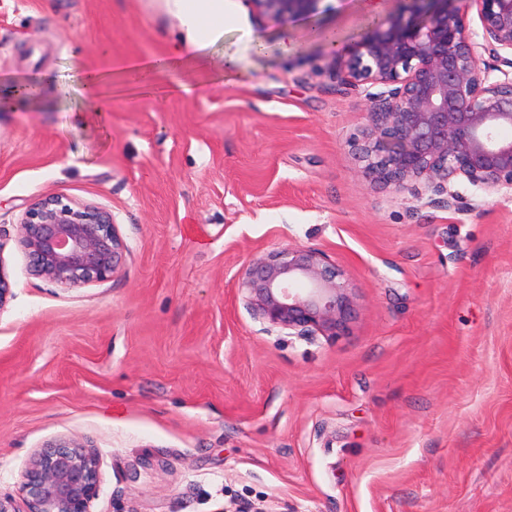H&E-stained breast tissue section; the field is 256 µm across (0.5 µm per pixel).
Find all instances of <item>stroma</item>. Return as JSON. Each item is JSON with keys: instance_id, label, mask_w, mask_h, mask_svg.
<instances>
[{"instance_id": "stroma-1", "label": "stroma", "mask_w": 512, "mask_h": 512, "mask_svg": "<svg viewBox=\"0 0 512 512\" xmlns=\"http://www.w3.org/2000/svg\"><path fill=\"white\" fill-rule=\"evenodd\" d=\"M287 23L224 0L213 64L174 63L166 0H0V493L59 438L100 460L93 512H512V196L448 210L378 188L337 79L398 0ZM235 56L236 71L217 62ZM154 64L148 86L83 68ZM62 196L129 247L113 278L31 276L17 222ZM350 284L343 334L288 335L238 274L286 248ZM112 72V61L107 70L86 69L82 75L83 91L86 97L100 100L103 96L105 76Z\"/></svg>"}]
</instances>
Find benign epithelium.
Segmentation results:
<instances>
[{
    "label": "benign epithelium",
    "mask_w": 512,
    "mask_h": 512,
    "mask_svg": "<svg viewBox=\"0 0 512 512\" xmlns=\"http://www.w3.org/2000/svg\"><path fill=\"white\" fill-rule=\"evenodd\" d=\"M322 0H251L261 21L287 22ZM406 12L367 34L337 63L363 89L369 128L358 158L371 182L457 207L455 187L512 193V0H407ZM476 9L481 31L467 22ZM493 66L482 70L483 56ZM498 76L491 77L493 72ZM378 91H372V88ZM29 271L60 288L103 282L129 248L108 210L48 196L19 218ZM249 307L272 327L334 336L354 313L342 274L321 252L284 249L251 261L239 276ZM18 494L27 512H92L99 496L96 452L74 439L37 450Z\"/></svg>",
    "instance_id": "7a95c632"
}]
</instances>
